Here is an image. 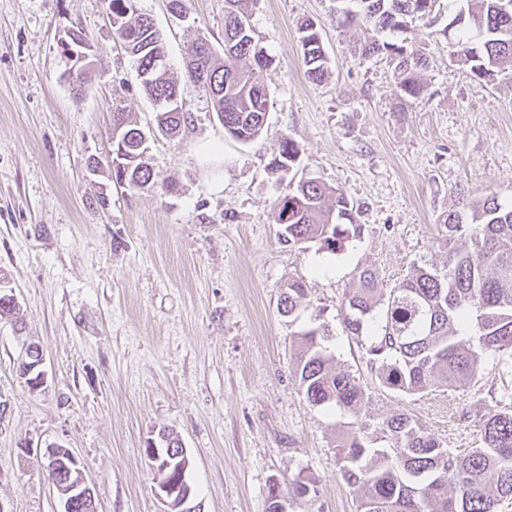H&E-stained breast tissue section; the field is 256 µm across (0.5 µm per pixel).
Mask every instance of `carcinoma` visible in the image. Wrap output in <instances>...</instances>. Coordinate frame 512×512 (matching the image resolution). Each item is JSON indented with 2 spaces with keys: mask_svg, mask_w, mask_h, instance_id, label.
I'll use <instances>...</instances> for the list:
<instances>
[{
  "mask_svg": "<svg viewBox=\"0 0 512 512\" xmlns=\"http://www.w3.org/2000/svg\"><path fill=\"white\" fill-rule=\"evenodd\" d=\"M248 0H224V46L217 51L206 37L187 47L188 82L179 86L167 67L162 34L137 0H106L117 41L136 65L143 90L156 106L158 129L179 134L191 114L180 100L192 89L209 98L224 132L247 144L262 133L270 108V92L257 77L270 56L255 39ZM337 10L342 27L364 28L354 46L361 57L381 56L394 64L402 92L424 91L418 78L427 66L425 54L398 41L415 18L430 15L438 0H345ZM443 34L456 62L488 82L512 83V6L503 0H450ZM306 74L322 80L329 59L319 32L310 21L299 26ZM112 156L116 182L141 188L153 182L145 161V134L124 107H112ZM301 149L288 137L272 149L268 171L288 180V191L275 201L272 218L281 227V242L290 247L318 244L338 254L361 238L360 211L346 193L313 177L295 178ZM460 209L444 220L448 260L443 268L418 267L398 286L378 288L374 269H357L358 285L342 300L345 328L369 340L368 363L380 383L415 395L433 388H461L477 377L484 356L512 352V203L493 194L462 196ZM476 225L479 238L470 250L452 246ZM280 312L289 317L311 310V325L297 337L294 358L299 386L313 406L340 408L358 415L365 391L350 371L337 367L328 350L330 331L311 308L308 288L290 280L281 289ZM482 445L458 454L406 414L385 423L391 442L373 448L362 427L336 436L334 448L342 479L359 500V512H500L512 500V403L490 410L479 420ZM305 490L317 496L315 480L300 472L288 486L296 499Z\"/></svg>",
  "mask_w": 512,
  "mask_h": 512,
  "instance_id": "1",
  "label": "carcinoma"
}]
</instances>
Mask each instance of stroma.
I'll return each instance as SVG.
<instances>
[{"mask_svg": "<svg viewBox=\"0 0 512 512\" xmlns=\"http://www.w3.org/2000/svg\"><path fill=\"white\" fill-rule=\"evenodd\" d=\"M182 6L138 0L181 85L187 44L224 42V0ZM248 10L272 59L259 73L272 105L262 137L242 145L194 91L183 96L189 128L157 133L156 107L104 0H0V291L17 299L13 319L0 321V512H61L37 453L52 443L80 457L98 512H160L145 446L162 428L187 450L202 512H266L269 485L300 472L319 493L288 512H357L333 446L352 421L386 448L384 421L405 413L464 453L481 444L480 416L512 388V355L501 352L485 356L467 387L389 390L341 308L357 268L376 269L388 290L414 267L443 266V221L459 195L512 202V85L480 80L451 57L444 4L406 34L428 59L416 98L388 59L353 54L363 33L338 26L336 0H250ZM307 19L329 58L319 83L299 42ZM72 28L94 53L80 98L59 49ZM116 103L148 138L153 186H118L105 163ZM284 137L302 150L300 174L361 208L364 232L340 255L279 241L271 212L286 186L267 166ZM209 142L221 153H208ZM291 280L321 309L337 365L360 379L359 416L303 395L293 344L310 314L280 313ZM32 342L48 374L37 391L17 373Z\"/></svg>", "mask_w": 512, "mask_h": 512, "instance_id": "1", "label": "stroma"}]
</instances>
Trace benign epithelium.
Here are the masks:
<instances>
[{
	"instance_id": "obj_1",
	"label": "benign epithelium",
	"mask_w": 512,
	"mask_h": 512,
	"mask_svg": "<svg viewBox=\"0 0 512 512\" xmlns=\"http://www.w3.org/2000/svg\"><path fill=\"white\" fill-rule=\"evenodd\" d=\"M60 47L67 50V58L71 63L69 71L84 70L92 56V46L86 43L72 46L68 40L63 39ZM21 365L24 368L22 378L32 389L46 386L47 373L39 346L32 344L26 347ZM147 445L146 455L155 473L153 490L164 506L162 512H199V507L195 506L193 488L185 481V473L190 464L186 450L159 448L153 439ZM41 459L61 501V512H74L78 504L86 512H95L94 493L87 483L84 466L71 449L62 444H50L46 446Z\"/></svg>"
}]
</instances>
